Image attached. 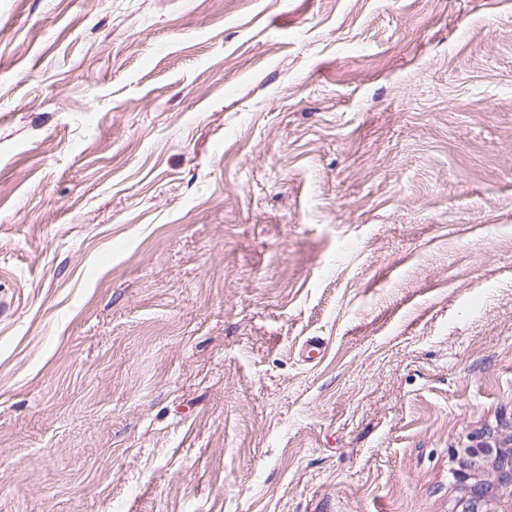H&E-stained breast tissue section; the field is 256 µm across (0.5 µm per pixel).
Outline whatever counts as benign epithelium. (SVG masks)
Instances as JSON below:
<instances>
[{"label":"benign epithelium","instance_id":"benign-epithelium-1","mask_svg":"<svg viewBox=\"0 0 512 512\" xmlns=\"http://www.w3.org/2000/svg\"><path fill=\"white\" fill-rule=\"evenodd\" d=\"M490 439L483 432L450 449L456 467L449 474L461 491L456 512H512V448Z\"/></svg>","mask_w":512,"mask_h":512}]
</instances>
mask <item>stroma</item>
<instances>
[{
    "label": "stroma",
    "mask_w": 512,
    "mask_h": 512,
    "mask_svg": "<svg viewBox=\"0 0 512 512\" xmlns=\"http://www.w3.org/2000/svg\"><path fill=\"white\" fill-rule=\"evenodd\" d=\"M512 435V0H0V512H451Z\"/></svg>",
    "instance_id": "1"
}]
</instances>
